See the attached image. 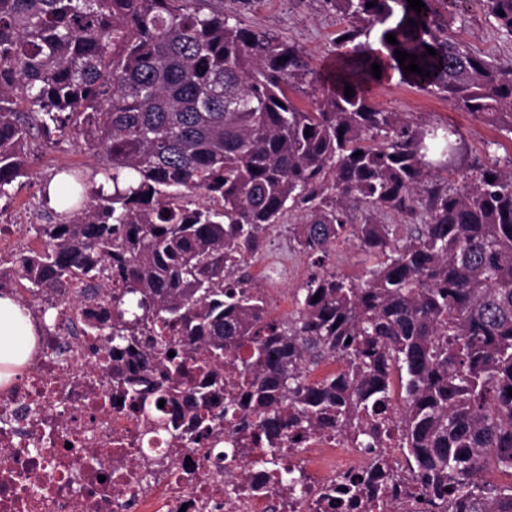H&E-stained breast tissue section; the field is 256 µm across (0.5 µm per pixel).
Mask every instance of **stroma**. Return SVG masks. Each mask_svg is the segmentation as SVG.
I'll return each instance as SVG.
<instances>
[{
	"label": "stroma",
	"mask_w": 512,
	"mask_h": 512,
	"mask_svg": "<svg viewBox=\"0 0 512 512\" xmlns=\"http://www.w3.org/2000/svg\"><path fill=\"white\" fill-rule=\"evenodd\" d=\"M225 14L239 17L246 25L289 40L300 49L314 69L335 57L336 33L340 20L325 0H219ZM436 11L450 33L485 59L512 64V41L496 29L495 21L477 4L463 0L451 6L437 0ZM372 97L379 107L402 113L409 121L437 125L453 123L463 131L469 158L475 163L498 160L500 167H512V141L504 139L478 118L457 110L443 96L428 93L399 80L386 79L374 85ZM102 158L79 137L73 126L45 134L33 131L29 138L28 171L0 198V225H12L15 238L35 248L39 241L33 228L51 224L60 207L45 194L46 184L75 171L92 175ZM289 224L270 231L265 249L247 271L255 286L263 289L273 315L285 317L296 309V293L314 272L307 255L294 248Z\"/></svg>",
	"instance_id": "1"
}]
</instances>
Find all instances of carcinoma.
I'll list each match as a JSON object with an SVG mask.
<instances>
[{"label":"carcinoma","instance_id":"cac0c4a2","mask_svg":"<svg viewBox=\"0 0 512 512\" xmlns=\"http://www.w3.org/2000/svg\"><path fill=\"white\" fill-rule=\"evenodd\" d=\"M421 2L418 14L408 0H326L342 23L336 46L376 38L401 81L512 135V67L472 53ZM477 2L512 38V0ZM397 49L430 75L404 73ZM374 63H354L363 79L347 98L295 44L204 0H0V197L27 175L32 123L63 113L112 182L107 193L74 178L84 202L70 205V191L57 221L36 228L41 248L19 274L42 295L78 275L95 307L100 282L122 288L86 326L135 353L139 377L117 390L139 411L177 404L192 373L208 379L196 406L219 404L228 362L238 395L224 412L249 411L240 425L261 442L330 426L370 448L397 383L406 455L436 496L512 512V484L479 479L512 475V171L482 163L448 185L438 171L467 167L463 135L376 105ZM293 83L310 87V107L288 96ZM196 192L208 204L183 203ZM295 213L300 252L320 260L351 241L376 264L360 279L311 275L278 319L248 259ZM330 360L342 369L311 377Z\"/></svg>","mask_w":512,"mask_h":512}]
</instances>
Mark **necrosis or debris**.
<instances>
[{
    "instance_id": "1",
    "label": "necrosis or debris",
    "mask_w": 512,
    "mask_h": 512,
    "mask_svg": "<svg viewBox=\"0 0 512 512\" xmlns=\"http://www.w3.org/2000/svg\"><path fill=\"white\" fill-rule=\"evenodd\" d=\"M79 288L64 280L50 336L0 393V512H447L393 440L363 448L321 427L273 450L243 441L229 415L204 436L193 382L179 405L133 411L112 395L115 361L132 357L80 333L88 309ZM274 456L299 489L272 478ZM349 476L360 488L347 496Z\"/></svg>"
}]
</instances>
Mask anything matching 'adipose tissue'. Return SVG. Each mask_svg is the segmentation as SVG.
<instances>
[{"label": "adipose tissue", "instance_id": "obj_1", "mask_svg": "<svg viewBox=\"0 0 512 512\" xmlns=\"http://www.w3.org/2000/svg\"><path fill=\"white\" fill-rule=\"evenodd\" d=\"M40 324L10 292H0V386H7L29 364Z\"/></svg>", "mask_w": 512, "mask_h": 512}]
</instances>
